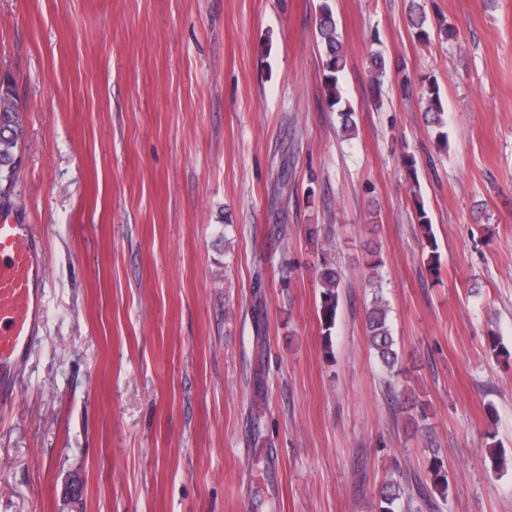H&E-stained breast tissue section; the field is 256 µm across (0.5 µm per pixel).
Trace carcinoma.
I'll use <instances>...</instances> for the list:
<instances>
[{
    "mask_svg": "<svg viewBox=\"0 0 512 512\" xmlns=\"http://www.w3.org/2000/svg\"><path fill=\"white\" fill-rule=\"evenodd\" d=\"M318 21L315 31L316 42L322 48L324 60L325 92L328 105L338 106L341 129L349 133L356 128L354 109L346 104L341 105V78L345 70V56L341 34L336 22L330 0H321L318 6ZM409 18L418 39L430 40L428 17L424 6L419 0H411ZM425 92L426 122L437 128L436 138L440 149L448 148V132L445 108L440 96L439 87L434 81L421 87ZM22 107L12 85L0 84V208H12L10 189L16 178V167L20 163L21 144L24 126L21 115ZM382 266L380 252L375 248L367 249L365 269L367 270V286L372 290V299L367 306L365 316L366 338L370 350L380 365L390 374L400 365V354L391 326L389 324V305L383 297L381 275ZM316 278L322 286L321 291V321L326 335L325 354L332 356L331 328L335 325L339 306V288L341 273L337 266L322 259L315 268ZM429 413L427 405L418 395H413L409 406L408 424L414 433L428 430ZM450 483L444 459L439 455V449H431V460L425 482L421 483L420 494L428 497L429 492H436L442 498H447ZM406 497V488L401 480L394 476L387 477L379 491L380 512H395L396 506Z\"/></svg>",
    "mask_w": 512,
    "mask_h": 512,
    "instance_id": "1",
    "label": "carcinoma"
}]
</instances>
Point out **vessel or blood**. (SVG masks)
Masks as SVG:
<instances>
[{"label": "vessel or blood", "mask_w": 512, "mask_h": 512, "mask_svg": "<svg viewBox=\"0 0 512 512\" xmlns=\"http://www.w3.org/2000/svg\"><path fill=\"white\" fill-rule=\"evenodd\" d=\"M45 266L30 225L0 210V406L11 403L44 311Z\"/></svg>", "instance_id": "1"}]
</instances>
